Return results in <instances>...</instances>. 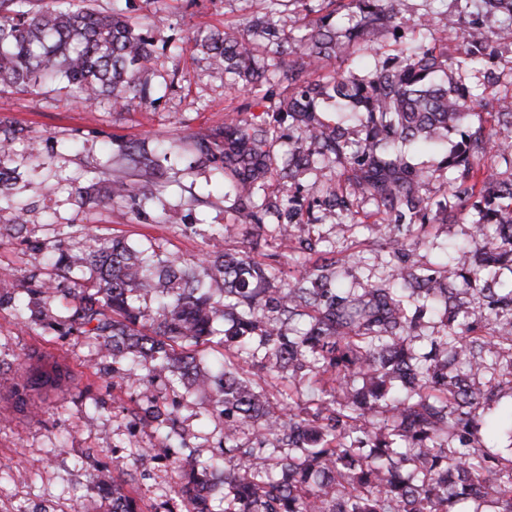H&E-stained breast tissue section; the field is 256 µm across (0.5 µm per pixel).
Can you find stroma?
<instances>
[{"instance_id": "1", "label": "stroma", "mask_w": 512, "mask_h": 512, "mask_svg": "<svg viewBox=\"0 0 512 512\" xmlns=\"http://www.w3.org/2000/svg\"><path fill=\"white\" fill-rule=\"evenodd\" d=\"M459 0H399V29L380 30L368 35L374 52L350 60L330 61V69L363 75L399 53L402 42L418 38L422 16L431 19V30L439 50L456 57L462 51L460 39L449 36V14L458 12ZM267 9L265 0H157L141 4L156 37L150 62L153 71L167 80L159 87L157 101L148 107L134 105L118 111L108 99L90 106L76 104L67 90L47 87L40 92L0 89V120L14 121L31 130L40 142L38 153H29L26 141L15 145V161L21 171H36L40 187L36 194L21 192L32 202L24 239L0 240V269H10L11 284H18L27 269L42 260L28 250L26 238L53 245L58 233L69 225L81 224L100 237L149 241L162 251L173 252L187 262L201 258L206 237L216 228L224 231L228 252L250 251L264 263L280 262L286 280H294L299 267L285 260L279 240L259 233L235 209L234 195L217 205L207 203L187 208L186 187L209 192V172H180L179 186L165 191L161 208L138 216L133 206L114 210L104 205H71L69 196L76 181L104 163L118 143L141 139L148 144L189 133L203 134L238 119L264 121L281 127L284 140L274 142L272 151L281 154L289 141L305 138L302 127L278 109L286 96L285 84H274L263 101L225 86L210 77L193 38L199 34L237 25L254 13ZM409 161L427 170L431 179L426 193L439 200L447 193L448 170L443 164L445 149L406 147ZM376 207L360 202L356 218L337 214L317 220L301 212L294 227L297 239L311 240L314 263H341V284L346 288H368L384 284L395 257L379 247ZM422 238L421 265L439 267L447 259L465 253L467 262L478 255L472 240L474 229L458 211L440 214L436 220L411 227ZM44 349L66 358L82 372L80 387L52 391L37 401L29 415L9 412L8 389L14 381V360L32 349ZM103 360L97 345L81 337L62 335L58 329L22 324L14 312L0 309V512H105L99 479L114 474L125 491L136 498L142 512H161L169 497L173 443L138 424L133 411L141 391L139 384L100 373ZM256 381L267 391L274 405L289 401L308 402L311 389L307 379L256 370ZM495 397L483 411L485 425L481 441L491 455L512 457V379L496 377ZM194 401L182 402L178 414L189 444L203 445L207 453H219L224 423L217 418L202 419ZM121 471H114V460Z\"/></svg>"}]
</instances>
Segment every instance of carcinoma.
Listing matches in <instances>:
<instances>
[{
  "label": "carcinoma",
  "instance_id": "carcinoma-1",
  "mask_svg": "<svg viewBox=\"0 0 512 512\" xmlns=\"http://www.w3.org/2000/svg\"><path fill=\"white\" fill-rule=\"evenodd\" d=\"M0 0V85L29 89L61 85L75 98H108L115 108L132 99L154 103L153 83L144 76L154 36L140 17L121 9L101 11L91 0ZM245 24L213 32L195 45L210 76L260 97L276 78L299 84L280 101L279 111L295 117L306 136L320 145L312 154L300 146L278 157L271 125L244 119L196 137L180 139L189 168L208 167L235 194L248 223L274 227L280 244L292 241L298 208L292 198L269 194L272 166L295 175L316 171L313 201L322 218L336 210L350 216L361 199L384 213L380 245L397 258L386 288L354 293L336 285L329 265H314L292 284L273 288L280 268L256 261L250 252H224L213 236L207 256L188 263L157 251L152 243L112 241L85 233L73 249L60 234L48 262L35 265L21 288H1L0 308H12L23 323L56 322L39 296L52 292L64 301V335L98 344L112 375L147 384L165 378L171 403L151 391L140 394L138 423L177 441L194 461L178 472L175 499L183 512H464V500L492 501L512 512V460L487 454L480 442L477 410L486 390L481 379L500 366L512 375V287H499L500 270L512 266V178L487 164L499 156L512 165V100L499 105L507 133L485 135L474 126L447 160L448 195H425L429 175L411 166L401 146L435 144L441 135L469 122L482 108L479 95L448 85V69L482 64L494 36L512 35V0H471L476 11L448 16V34L462 39V56L450 62L418 40L362 77L345 72L321 82L305 76L330 59H346L363 48L374 29H398L397 0H319L340 4L333 13L282 37L273 21L275 5ZM504 17L493 33L476 14ZM263 34L275 56L256 61L252 37ZM332 102L350 112L363 136L351 143L339 125L323 123L318 112ZM34 142L29 130L0 121V237H13L28 223L29 204L13 205L22 180L10 157L19 140ZM171 146L144 141L119 145L113 168L90 171L74 188L79 203L93 201L120 209L130 202L138 215L163 193ZM353 173L348 190L332 186L336 164ZM465 211L483 241L474 266L442 264L427 274L417 260L419 242L400 237L404 220L426 221L431 211L454 206ZM481 282L486 323L473 316L460 295ZM437 306L448 312V332L421 336L418 323ZM215 343L222 361L198 350ZM251 362L270 373L307 376L315 410L288 409L285 419L270 410L263 388L244 371ZM11 397L23 412L31 396L78 387L81 375L64 359L34 349L16 359ZM204 396L202 415L224 419L227 471L214 456L202 458L177 429L181 399ZM108 512H139L137 501L108 478Z\"/></svg>",
  "mask_w": 512,
  "mask_h": 512
}]
</instances>
